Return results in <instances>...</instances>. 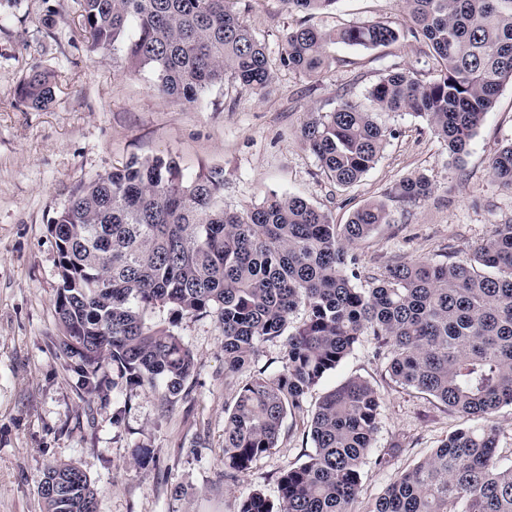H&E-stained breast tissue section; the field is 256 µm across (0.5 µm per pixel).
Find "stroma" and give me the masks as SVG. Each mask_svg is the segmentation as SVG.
<instances>
[{"instance_id":"obj_1","label":"stroma","mask_w":512,"mask_h":512,"mask_svg":"<svg viewBox=\"0 0 512 512\" xmlns=\"http://www.w3.org/2000/svg\"><path fill=\"white\" fill-rule=\"evenodd\" d=\"M244 18L274 58L286 30L307 20L284 0H254ZM310 20L325 29L403 24L400 0H338L335 10ZM425 50L408 35L376 48L339 45L320 77L279 70L258 95L228 80L199 102L178 103L157 90L150 71L129 72L122 51L90 52L76 0H0V512H45L38 486L59 463L77 466L95 484L98 512H236L252 489L278 498L281 470L313 444L301 418H286L277 448L249 472L225 476L226 410L251 373L225 378L216 315L157 313L176 321L193 356L179 395L127 384L112 370L101 392L81 388L55 349L62 331L49 225L76 184L131 158L169 153L188 174L223 167L230 210L295 194L343 224L357 207L384 200L387 223L356 251L360 267L375 276L396 259L465 258L493 225L512 224V192L488 168L490 156L512 142V83L498 93L460 163L449 160L421 118L381 112L378 123L395 136L376 165L344 188L321 174L299 134L310 109L329 111L344 100L369 108V89L393 69L434 78ZM35 66L53 72L58 85L43 111L16 102L20 80ZM415 174L428 177V197H391L399 180ZM352 376L371 381L381 395L379 431L355 505L368 512L396 471L426 456L460 419L385 378L370 340L311 390L309 404ZM396 442L401 453L379 466Z\"/></svg>"}]
</instances>
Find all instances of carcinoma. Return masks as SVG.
<instances>
[{
    "mask_svg": "<svg viewBox=\"0 0 512 512\" xmlns=\"http://www.w3.org/2000/svg\"><path fill=\"white\" fill-rule=\"evenodd\" d=\"M90 49L120 47L130 72L150 70L158 90L196 103L229 76L261 93L275 70L317 76L333 45L385 46L409 32L425 43L437 75L423 81L391 71L368 91L372 110L349 101L312 110L303 143L321 173L340 187L358 182L394 132L377 112L426 120L458 163L512 83V0H402L406 28L361 22L335 30L302 24L287 31L278 61L244 21L240 0H79ZM311 17L339 0H284ZM54 75L38 66L20 81L17 101L44 110ZM512 190V142L489 161ZM427 177L400 180L392 195L419 200ZM224 168L187 175L171 156L134 157L74 186L51 224L60 285L55 312L64 336L58 352L81 385L99 391L112 369L131 385L161 383L181 392L193 357L174 323L217 314L224 375L255 363L259 346L279 341L280 368L260 369L240 386L224 423V468L244 474L277 447L284 420L305 412L308 394L368 336L391 380L431 396L463 424L426 457L395 475L370 512H512V465L497 455L491 418L512 405V224H495L472 254L444 262L403 261L378 278L355 249L387 205L373 200L345 224L294 194H273L250 209L224 208ZM303 308L296 325L291 316ZM381 395L350 377L311 411L314 451L286 466L279 498H239L237 512H354L363 466L379 430ZM46 512H97L98 490L72 464L50 466L39 485Z\"/></svg>",
    "mask_w": 512,
    "mask_h": 512,
    "instance_id": "obj_1",
    "label": "carcinoma"
}]
</instances>
